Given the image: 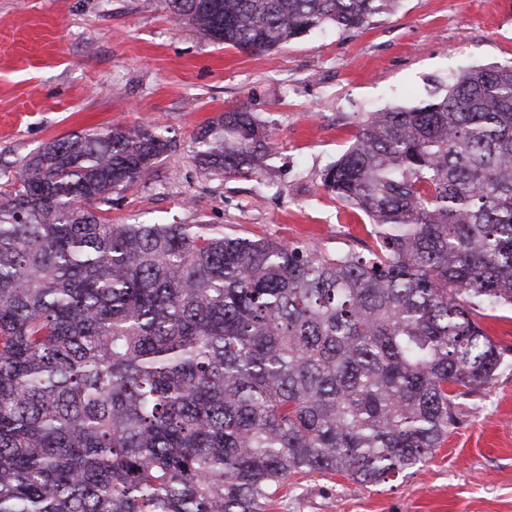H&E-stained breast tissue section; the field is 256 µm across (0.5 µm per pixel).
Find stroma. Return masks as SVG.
Returning <instances> with one entry per match:
<instances>
[{"label":"stroma","instance_id":"obj_1","mask_svg":"<svg viewBox=\"0 0 512 512\" xmlns=\"http://www.w3.org/2000/svg\"><path fill=\"white\" fill-rule=\"evenodd\" d=\"M512 60V0H398L360 30L328 27L268 52L198 39L163 0H0V163L73 132L148 123L172 148L102 206L113 224H220L325 253L370 245L368 217L326 167L373 111L426 98L433 78ZM238 109L263 121L267 174H204L194 138ZM505 363L462 399L441 448L377 485L297 475L267 512H512V311L485 318Z\"/></svg>","mask_w":512,"mask_h":512}]
</instances>
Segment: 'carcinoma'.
Instances as JSON below:
<instances>
[{
  "instance_id": "cac0c4a2",
  "label": "carcinoma",
  "mask_w": 512,
  "mask_h": 512,
  "mask_svg": "<svg viewBox=\"0 0 512 512\" xmlns=\"http://www.w3.org/2000/svg\"><path fill=\"white\" fill-rule=\"evenodd\" d=\"M165 0L202 41L271 51L362 29L397 0ZM267 127L201 128L210 175H262ZM153 127L70 134L0 184V512H264L288 478L365 485L423 464L504 361L512 309V61L369 113L323 185L366 252L218 224H107Z\"/></svg>"
}]
</instances>
